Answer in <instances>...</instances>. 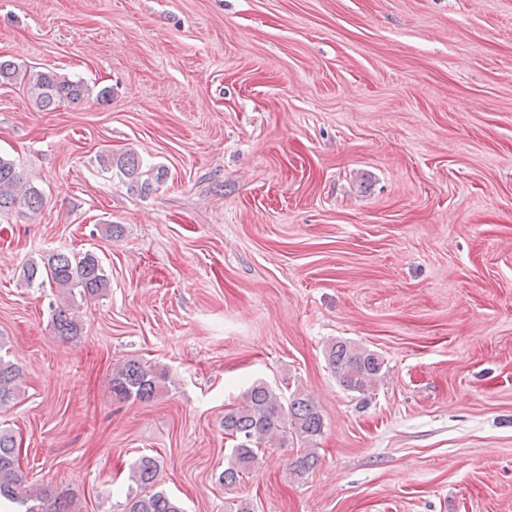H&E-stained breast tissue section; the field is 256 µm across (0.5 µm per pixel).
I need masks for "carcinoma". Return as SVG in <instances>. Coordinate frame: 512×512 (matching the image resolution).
<instances>
[{
	"instance_id": "1",
	"label": "carcinoma",
	"mask_w": 512,
	"mask_h": 512,
	"mask_svg": "<svg viewBox=\"0 0 512 512\" xmlns=\"http://www.w3.org/2000/svg\"><path fill=\"white\" fill-rule=\"evenodd\" d=\"M21 82L27 88L34 106L40 111H53L61 103L82 102L89 89L82 81L57 76L52 71H34L11 60H0V82ZM100 168L114 172L137 195H148L166 182L168 170L159 166H143L137 153L104 152L97 156ZM45 205L42 192L24 180L14 161L0 156V215L16 212L29 218L38 216ZM27 283L49 284L58 290V303L51 306L54 333L72 340L81 334V321L76 315V297H95L109 287V277L100 259L91 251L82 255L53 252L43 265L29 263L23 267ZM328 365L338 384L346 391L368 394L383 380L386 364L381 355L365 347L339 340L328 347ZM169 372L140 359H127L112 370L111 394L119 401H150L167 389ZM24 384L22 368L0 355V407L20 395ZM224 434L233 442L227 466L218 477L230 488L243 474L260 463L262 449L274 445L287 433L300 442V456L292 462V472L301 477L313 469L318 456L313 442L323 432V418L315 403L298 391L286 395L263 381L254 382L241 396V403L224 413ZM20 448L14 434L0 430V502L15 505V512H76L74 498L32 484L22 472ZM159 468L152 456L140 457L132 469L125 512H184L181 506L162 491H150Z\"/></svg>"
}]
</instances>
